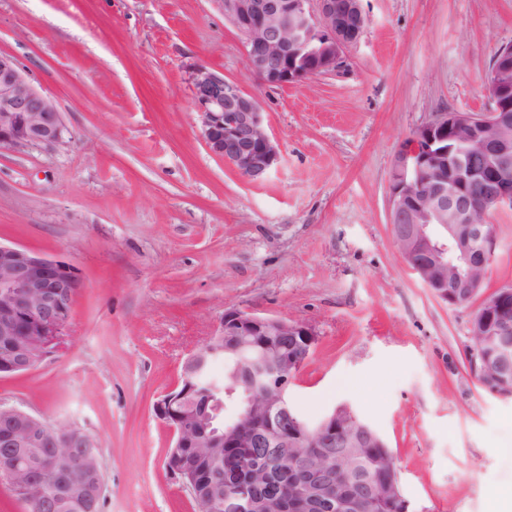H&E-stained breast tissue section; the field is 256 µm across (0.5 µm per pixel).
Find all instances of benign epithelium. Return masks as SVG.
<instances>
[{
    "instance_id": "7a95c632",
    "label": "benign epithelium",
    "mask_w": 512,
    "mask_h": 512,
    "mask_svg": "<svg viewBox=\"0 0 512 512\" xmlns=\"http://www.w3.org/2000/svg\"><path fill=\"white\" fill-rule=\"evenodd\" d=\"M224 19L245 38L248 71L268 86L301 84L346 67V50L362 36L368 16L363 0H219ZM201 135L209 152L241 177L259 181L276 167L278 146L268 134L258 97L206 63L188 71ZM489 115L448 112L418 128L395 159L391 184L394 242L407 266L442 302L458 307L484 286L496 243L489 213L512 205V43L494 56L486 78ZM65 124L56 103L37 90L11 56L0 53V147L51 146ZM483 158L480 170L468 160ZM79 290L75 272L32 250L0 243V376L35 368L55 349ZM470 363L483 387L500 396L512 384V285L505 284L475 309ZM275 336L299 341L285 350ZM305 322L256 316L240 310L224 319L208 341L185 360L181 385L156 403V416L173 431L166 462L198 512H360L363 500L342 497L334 476L336 449L354 441L383 445L380 435L340 407L309 424L292 408L288 389L317 344ZM219 354L235 359L244 400L237 416L221 420L223 394L199 371ZM201 390L204 401L187 416L178 407ZM0 470L19 476L17 448H50L47 471H93L96 439L81 428L50 425L31 413L0 404ZM218 448H253L242 482L214 467ZM387 494L408 512L397 466L388 469ZM31 512H50L80 488L55 493L45 481L26 487ZM103 474L84 496L97 512Z\"/></svg>"
}]
</instances>
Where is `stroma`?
Masks as SVG:
<instances>
[{"label":"stroma","instance_id":"stroma-1","mask_svg":"<svg viewBox=\"0 0 512 512\" xmlns=\"http://www.w3.org/2000/svg\"><path fill=\"white\" fill-rule=\"evenodd\" d=\"M348 69L269 87L218 0H0V53L57 104L52 146L0 147V243L70 266L58 348L0 376V403L92 434L101 512H197L166 468L155 403L226 311L309 323L290 386L314 423L348 407L385 440L409 512H496L512 495V398L469 362L473 306L433 297L390 224L391 174L438 112H484L512 0H364ZM198 62L261 101L278 165L213 156L188 85ZM482 289L512 282V208L491 217Z\"/></svg>","mask_w":512,"mask_h":512}]
</instances>
